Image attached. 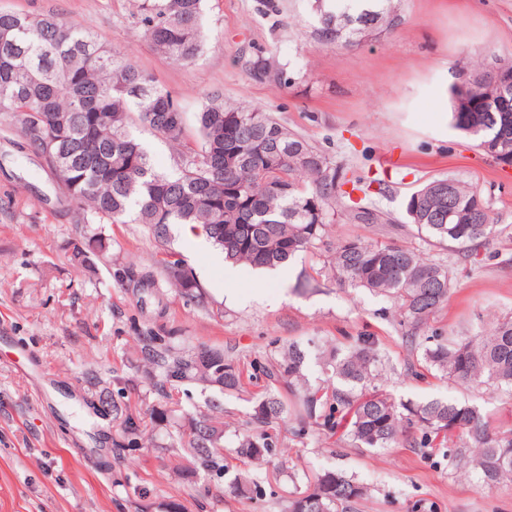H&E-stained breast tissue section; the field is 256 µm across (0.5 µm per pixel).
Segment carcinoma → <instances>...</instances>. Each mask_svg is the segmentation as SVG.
Returning a JSON list of instances; mask_svg holds the SVG:
<instances>
[{
  "instance_id": "obj_1",
  "label": "carcinoma",
  "mask_w": 512,
  "mask_h": 512,
  "mask_svg": "<svg viewBox=\"0 0 512 512\" xmlns=\"http://www.w3.org/2000/svg\"><path fill=\"white\" fill-rule=\"evenodd\" d=\"M314 33L324 46L352 45L396 30L402 0H310ZM133 17L143 37L174 63H194L203 53V0H134ZM253 79L275 87L292 82L287 67L258 56ZM452 124L472 136L495 163L512 166V60L468 62L451 86ZM15 121L24 146L55 172L78 210L79 224H142L160 242L171 224H199L224 259L255 269H276L301 253L321 250L325 227L342 214L361 224H393L358 177L334 165L321 150L263 107L205 95L188 129L182 107L151 75L103 49L91 28L53 14L0 10V115ZM137 125L163 139L175 154L176 172L156 170L129 128ZM257 139L269 151L251 155ZM362 192L354 200L351 191ZM405 219L429 247L476 257L496 234L491 204L479 185L451 176L429 180L412 192ZM166 283L190 305L208 301L179 253L158 260ZM316 275L342 286L364 288L397 304L398 325L420 366L476 387L512 390V317L463 339L427 333L448 302L451 268L424 251L355 238L339 243ZM121 288L161 298L153 271L117 265ZM139 359L150 369L153 389L170 406L157 415L183 412L173 391L198 398L203 412L176 428L169 447L195 468L216 475L235 459L251 466L234 477L241 497L263 495L268 465L277 455L282 426L296 437L316 425L357 448L386 450L400 443L437 449L448 466L465 463L480 486L512 481V428L492 431L481 409L449 399L398 402L375 384L382 359L375 340L360 336L345 351L319 362L332 373L321 384L307 377L309 355L290 343L264 359H234L222 349L185 347L175 337L133 324ZM251 403L254 432L226 438L224 399ZM121 421L115 448L143 447L147 424L129 405L99 399ZM284 512H349L367 495L355 476L336 467L291 476Z\"/></svg>"
}]
</instances>
